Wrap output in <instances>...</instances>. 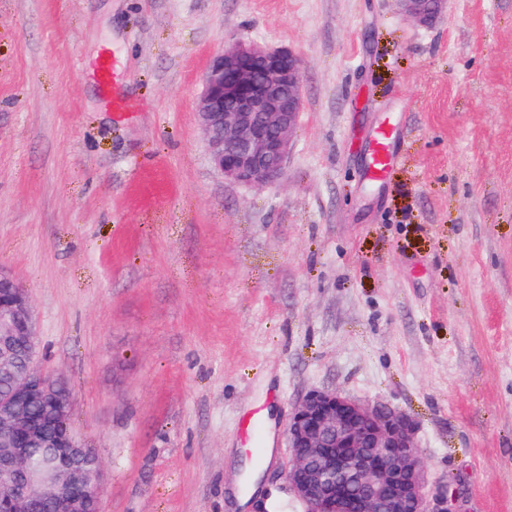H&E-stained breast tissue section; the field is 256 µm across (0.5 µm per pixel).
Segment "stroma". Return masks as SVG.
Returning <instances> with one entry per match:
<instances>
[{
  "instance_id": "stroma-1",
  "label": "stroma",
  "mask_w": 512,
  "mask_h": 512,
  "mask_svg": "<svg viewBox=\"0 0 512 512\" xmlns=\"http://www.w3.org/2000/svg\"><path fill=\"white\" fill-rule=\"evenodd\" d=\"M235 41L303 60L284 177L212 164L196 119ZM110 51L133 111L92 66ZM397 126L386 181L364 177ZM0 266L103 465L101 512H232L264 420L309 390L418 424L459 512H512V0H0ZM402 13L420 26L434 23L448 8L447 0H398Z\"/></svg>"
}]
</instances>
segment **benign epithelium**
Listing matches in <instances>:
<instances>
[{"label":"benign epithelium","instance_id":"benign-epithelium-1","mask_svg":"<svg viewBox=\"0 0 512 512\" xmlns=\"http://www.w3.org/2000/svg\"><path fill=\"white\" fill-rule=\"evenodd\" d=\"M420 26L434 23L448 0H399ZM303 112L301 58L286 48L237 41L208 66L197 107L210 158L224 179L249 186L280 180ZM36 329L28 293L0 267V499L4 512H35L45 503L64 512L100 510V459L82 456L72 435L61 445L54 481L33 482L31 451L49 443L31 419L45 404L67 419L65 382L35 364ZM285 435L290 451L285 481L303 512H452L448 487L428 488L417 426L380 402L334 389H312L294 406Z\"/></svg>","mask_w":512,"mask_h":512}]
</instances>
